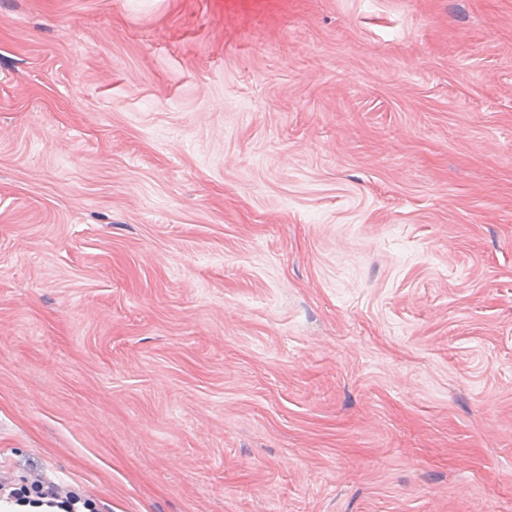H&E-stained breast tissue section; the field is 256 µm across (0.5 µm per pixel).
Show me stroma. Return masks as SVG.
<instances>
[{
    "mask_svg": "<svg viewBox=\"0 0 512 512\" xmlns=\"http://www.w3.org/2000/svg\"><path fill=\"white\" fill-rule=\"evenodd\" d=\"M0 466L512 512V0H0Z\"/></svg>",
    "mask_w": 512,
    "mask_h": 512,
    "instance_id": "35a3bbf8",
    "label": "stroma"
}]
</instances>
